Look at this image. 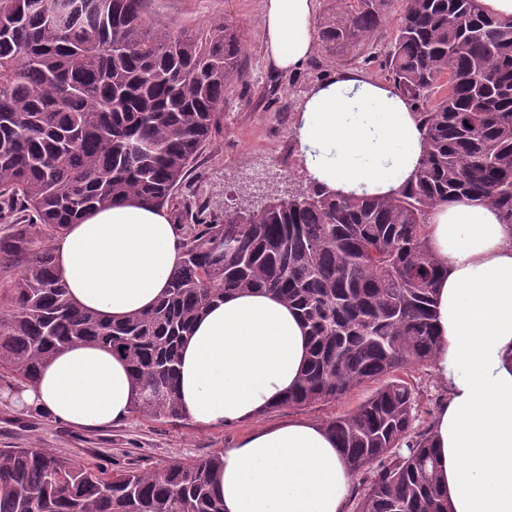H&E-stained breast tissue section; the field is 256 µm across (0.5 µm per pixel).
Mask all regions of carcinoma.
I'll return each instance as SVG.
<instances>
[{"label": "carcinoma", "instance_id": "obj_1", "mask_svg": "<svg viewBox=\"0 0 512 512\" xmlns=\"http://www.w3.org/2000/svg\"><path fill=\"white\" fill-rule=\"evenodd\" d=\"M387 0H337L317 25L327 54L363 56ZM386 61L416 110L426 151L414 182L386 196L307 190L257 210L186 209L181 257L157 304L106 320L72 304L50 241L86 212L132 199L165 206L246 74L229 24L203 39L148 17L144 0H0V372L27 384L61 348L123 357L132 412L187 419L184 336L210 304L251 290L298 311L310 353L280 403L304 408L377 388L324 423L366 488L353 512H449L430 435L414 432V388L398 372L433 364L440 259L432 208L483 199L512 224V20L481 0H400ZM220 453L108 471L50 448H0V512H224Z\"/></svg>", "mask_w": 512, "mask_h": 512}]
</instances>
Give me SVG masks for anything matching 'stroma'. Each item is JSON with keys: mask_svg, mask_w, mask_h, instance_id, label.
I'll list each match as a JSON object with an SVG mask.
<instances>
[{"mask_svg": "<svg viewBox=\"0 0 512 512\" xmlns=\"http://www.w3.org/2000/svg\"><path fill=\"white\" fill-rule=\"evenodd\" d=\"M149 15L173 30L208 32L213 22L227 21L246 44L247 76L224 96L220 131L197 157L167 205L170 214L185 206L223 212L225 207L259 209L273 198L306 190L307 167L294 136L299 108L308 89L335 69L357 70L382 81L379 65L390 50L399 0H389L387 22L376 35L374 63L363 64L352 54L317 51L303 69L280 71L264 53L262 0H148ZM405 379L416 390L420 427H428L435 406L448 395L449 384L432 367L407 369ZM14 380H0V448H53L76 462H92L108 470L157 468L190 462L233 446L258 427L290 419L322 423L352 410L374 390L367 384L345 398L307 408L273 407L261 415L224 426H203L184 420L163 424L132 414L110 426L86 430L16 411L4 392Z\"/></svg>", "mask_w": 512, "mask_h": 512, "instance_id": "obj_1", "label": "stroma"}]
</instances>
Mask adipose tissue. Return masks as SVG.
<instances>
[{
    "label": "adipose tissue",
    "mask_w": 512,
    "mask_h": 512,
    "mask_svg": "<svg viewBox=\"0 0 512 512\" xmlns=\"http://www.w3.org/2000/svg\"><path fill=\"white\" fill-rule=\"evenodd\" d=\"M317 0H263L267 58L300 70L314 51ZM310 177L342 194L384 196L414 181L425 143L410 102L356 71H335L308 93L295 127ZM429 249L445 268L434 318L433 369L451 377L433 414L451 512H512V224L487 201L459 197L429 214ZM59 275L79 308L107 320L153 306L181 253L166 210L108 204L68 225L54 244ZM308 337L294 310L262 293L226 296L195 323L180 353L179 396L195 423L254 418L295 388ZM132 381L107 347L60 349L33 383L7 393L18 411L78 428L130 413ZM216 493L224 512H344L354 477L318 423L262 428L223 451Z\"/></svg>",
    "instance_id": "obj_1"
}]
</instances>
